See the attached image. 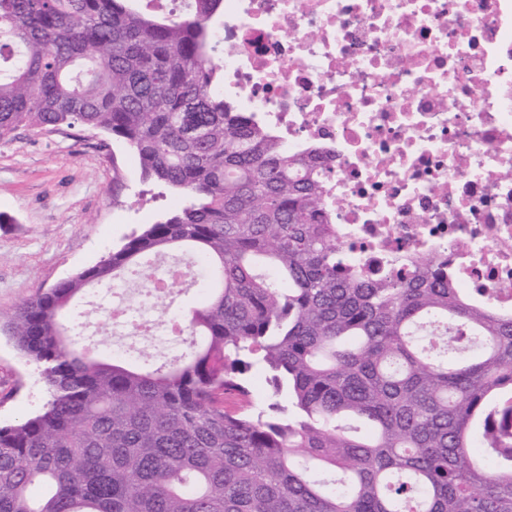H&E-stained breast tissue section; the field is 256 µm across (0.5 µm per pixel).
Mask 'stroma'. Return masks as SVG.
Returning <instances> with one entry per match:
<instances>
[{"label": "stroma", "instance_id": "35a3bbf8", "mask_svg": "<svg viewBox=\"0 0 512 512\" xmlns=\"http://www.w3.org/2000/svg\"><path fill=\"white\" fill-rule=\"evenodd\" d=\"M182 198L146 181L133 152L111 135L64 126L19 129L0 143V314L39 289L92 266ZM46 401L35 364L0 333V424Z\"/></svg>", "mask_w": 512, "mask_h": 512}]
</instances>
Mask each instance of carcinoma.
Wrapping results in <instances>:
<instances>
[{
	"label": "carcinoma",
	"mask_w": 512,
	"mask_h": 512,
	"mask_svg": "<svg viewBox=\"0 0 512 512\" xmlns=\"http://www.w3.org/2000/svg\"><path fill=\"white\" fill-rule=\"evenodd\" d=\"M222 13L0 0V143L105 131L190 197L8 316L47 400L0 425V512H512V315L344 266L312 165L224 102ZM175 253L204 272L179 357L79 345L77 300ZM266 376L265 371L259 366L253 367L248 375L255 399L265 408L268 403L272 402V399L270 398L271 387L266 381Z\"/></svg>",
	"instance_id": "1"
}]
</instances>
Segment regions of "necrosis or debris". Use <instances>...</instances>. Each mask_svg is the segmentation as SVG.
<instances>
[{"instance_id": "4bbe7bcc", "label": "necrosis or debris", "mask_w": 512, "mask_h": 512, "mask_svg": "<svg viewBox=\"0 0 512 512\" xmlns=\"http://www.w3.org/2000/svg\"><path fill=\"white\" fill-rule=\"evenodd\" d=\"M224 97L311 157L368 278L437 264L512 313V0H224ZM158 334L151 298L106 307Z\"/></svg>"}]
</instances>
